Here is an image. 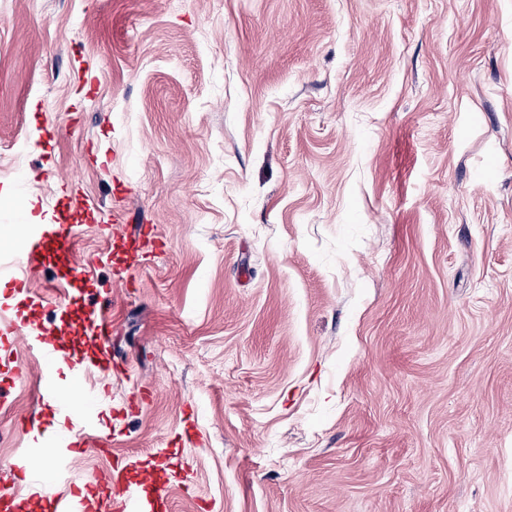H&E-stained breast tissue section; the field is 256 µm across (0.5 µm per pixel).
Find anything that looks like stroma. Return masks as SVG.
Returning <instances> with one entry per match:
<instances>
[{
  "instance_id": "obj_1",
  "label": "stroma",
  "mask_w": 512,
  "mask_h": 512,
  "mask_svg": "<svg viewBox=\"0 0 512 512\" xmlns=\"http://www.w3.org/2000/svg\"><path fill=\"white\" fill-rule=\"evenodd\" d=\"M47 224L91 278L0 307L111 287V372L55 367L110 452L43 458L16 338L0 490L169 460L159 512H512V0H0V267Z\"/></svg>"
}]
</instances>
